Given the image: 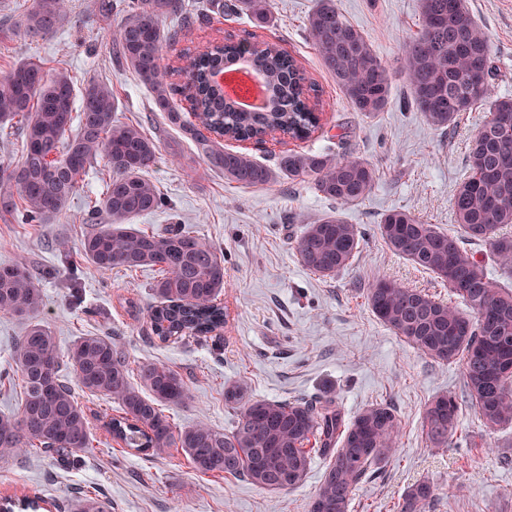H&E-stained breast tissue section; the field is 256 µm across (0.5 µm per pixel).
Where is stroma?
<instances>
[{
  "mask_svg": "<svg viewBox=\"0 0 512 512\" xmlns=\"http://www.w3.org/2000/svg\"><path fill=\"white\" fill-rule=\"evenodd\" d=\"M125 2L112 0L114 9L104 18L93 12L92 0H67V17L56 33L35 40L12 33L0 51V82L16 63L29 59L51 74L68 70L81 83L111 82L118 119L142 126L159 150L148 176L165 204L134 223L158 232L181 227L223 252L228 323L220 335L201 343H161L143 332L146 309L156 301L155 269L116 268L105 275L88 269L80 247L92 228L86 202L104 191L106 162L100 159L53 223L0 216V266L24 262L38 272L44 298L40 320L61 352L79 337L97 334L114 338L131 366L165 363L191 393L189 401L167 411L179 430L200 422L230 430L236 410L226 405L224 388L231 383L243 384L253 399L328 395L350 417L372 404H391L400 426L396 454L359 484L352 512H397L407 488L424 478L435 488L431 512H512V428H486L466 405L458 432L470 437V447H432L423 432L424 410L439 393L462 392V365L420 354L381 324L365 299L368 282L378 276L447 299V288L393 254L376 226L387 211L403 208L442 229L455 228L452 198L470 173L468 139L486 118L479 110L465 112L442 131L405 102L402 45L421 27L419 0H336L390 71V102L372 117L354 112L312 48L306 20L316 0H275L272 24L260 29L244 17L211 16L164 52L162 64L170 67L186 50L231 35L277 42L294 55L319 86L320 129L305 141L270 140L262 147L235 141L231 147L271 168L286 148L367 160L377 171L372 192L342 209L303 183L284 179L271 187L240 188L210 169L190 137L153 111L148 86L114 63L108 33L122 20ZM469 3L491 46L494 93L510 97L512 0ZM335 210L360 228L363 240L350 268L320 278L300 264L292 242L305 224ZM27 328V320L0 314V414L17 412L23 399L12 353ZM93 427L94 450L76 466L27 453L0 462V498L38 493L62 512L91 493L109 500L112 512H308L324 471L322 459L314 458L299 487L268 491L241 477L199 474L177 449L134 453L101 422Z\"/></svg>",
  "mask_w": 512,
  "mask_h": 512,
  "instance_id": "35a3bbf8",
  "label": "stroma"
}]
</instances>
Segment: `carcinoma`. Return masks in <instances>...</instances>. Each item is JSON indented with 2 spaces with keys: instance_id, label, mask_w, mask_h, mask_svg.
<instances>
[{
  "instance_id": "obj_1",
  "label": "carcinoma",
  "mask_w": 512,
  "mask_h": 512,
  "mask_svg": "<svg viewBox=\"0 0 512 512\" xmlns=\"http://www.w3.org/2000/svg\"><path fill=\"white\" fill-rule=\"evenodd\" d=\"M219 15L247 17L259 27L273 20L274 0H209ZM66 0H35L17 30L31 38L55 31L66 17ZM125 18L112 30L115 60L149 87L154 110L167 114L196 143L208 165L224 180L263 188L281 178L307 183L340 206L370 194L376 172L359 157L320 151L284 152L272 169L243 152L224 147L280 134L306 140L320 129L318 90L301 62L274 42L253 44L247 65L272 85L270 107L240 109L210 81L215 66L231 67L240 42L213 41L179 57L168 80L161 61L166 45L208 14L188 0H127ZM422 27L403 44L408 100L437 129L453 125L463 112L489 116L469 143L470 175L456 188L457 230L447 232L405 210L384 214L376 226L386 246L448 287L457 303L435 298L396 280L378 277L366 288L367 304L380 323L424 356L439 363L460 361L469 403L489 427L512 424V286L493 281L467 245H490L491 261L512 277V98L493 95L490 44L467 0H420ZM309 40L351 107L365 117L390 102L385 63L370 40L349 24L336 0H317L307 19ZM181 96L192 118L175 107ZM112 84L90 80L77 86L61 70L47 77L33 61L13 66L0 84V131L22 138L17 163L0 165V211L20 209L39 224L56 221L79 182L98 158L112 176L91 207L104 225L82 241L81 253L95 271L153 267L162 272L153 286L157 304L146 312L147 334L161 342L206 337L224 327V254L185 229L146 231L129 225L156 211L164 197L146 172L158 146L142 128L116 116ZM362 241L357 225L332 212L306 225L295 238L302 266L333 277L352 264ZM43 294L23 263L0 267V313L30 319L16 343L14 362L24 384L15 414H0V459L35 450L75 464L92 449L91 421L72 387L60 375L61 353L52 331L38 320ZM69 360L82 391L104 395L119 415H101L106 431L136 453L180 448L203 475L244 477L270 491L300 484L313 457L325 470L309 512H350L356 487L397 451L395 410L375 404L347 419L331 397L315 400H253L241 384L224 388V401L237 410L233 429L205 423L175 430L161 407L190 399L183 378L158 363L139 368L130 381L125 355L110 336L81 337ZM459 403L442 393L426 406L423 431L435 448H448L458 430ZM435 496L424 479L408 488L398 512H429ZM71 512H112L97 495H85Z\"/></svg>"
}]
</instances>
